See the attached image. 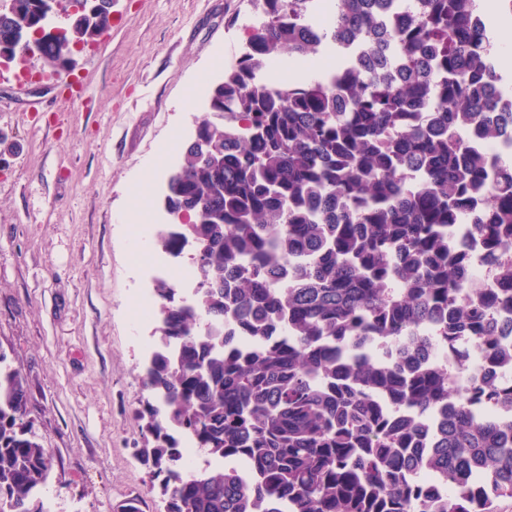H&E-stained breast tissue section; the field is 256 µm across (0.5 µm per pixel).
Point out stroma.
I'll return each instance as SVG.
<instances>
[{
  "label": "stroma",
  "mask_w": 512,
  "mask_h": 512,
  "mask_svg": "<svg viewBox=\"0 0 512 512\" xmlns=\"http://www.w3.org/2000/svg\"><path fill=\"white\" fill-rule=\"evenodd\" d=\"M112 30L33 93L0 84V353L53 455L51 512H163L139 457L146 266L131 253L255 19L249 0H115Z\"/></svg>",
  "instance_id": "obj_1"
}]
</instances>
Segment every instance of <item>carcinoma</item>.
Returning a JSON list of instances; mask_svg holds the SVG:
<instances>
[{"instance_id":"cac0c4a2","label":"carcinoma","mask_w":512,"mask_h":512,"mask_svg":"<svg viewBox=\"0 0 512 512\" xmlns=\"http://www.w3.org/2000/svg\"><path fill=\"white\" fill-rule=\"evenodd\" d=\"M0 0V53L54 72L112 28L92 0L42 46L62 0ZM259 17L196 120L166 186L172 257L190 243L197 288L155 281L156 347L143 368L141 457L166 512H502L512 500V384L460 390L463 364H512V164L476 139L493 122L498 63L468 25L476 0H250ZM375 44L358 57L344 30ZM336 48L330 71L273 86ZM500 269L469 283L463 224ZM256 343L240 349L236 338ZM27 384L0 353V512H49L53 466L26 418ZM230 467L186 471L185 441Z\"/></svg>"}]
</instances>
